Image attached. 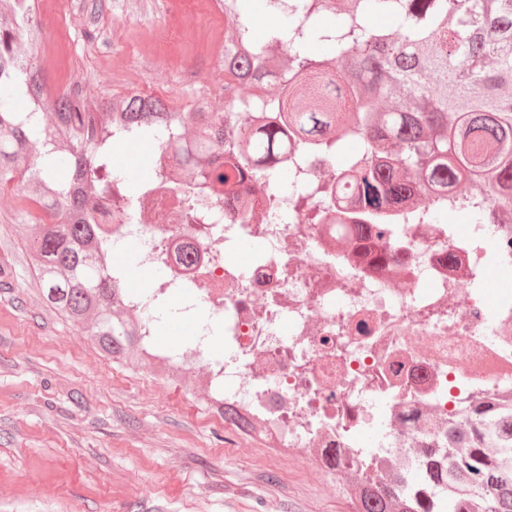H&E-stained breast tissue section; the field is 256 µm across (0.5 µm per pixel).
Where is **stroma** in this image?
Listing matches in <instances>:
<instances>
[{
	"instance_id": "stroma-1",
	"label": "stroma",
	"mask_w": 512,
	"mask_h": 512,
	"mask_svg": "<svg viewBox=\"0 0 512 512\" xmlns=\"http://www.w3.org/2000/svg\"><path fill=\"white\" fill-rule=\"evenodd\" d=\"M50 85L123 90L156 22L200 0H35ZM19 200L0 190V512H354L303 464L213 424L203 391L112 363L43 300Z\"/></svg>"
}]
</instances>
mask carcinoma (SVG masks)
<instances>
[{"label": "carcinoma", "instance_id": "cac0c4a2", "mask_svg": "<svg viewBox=\"0 0 512 512\" xmlns=\"http://www.w3.org/2000/svg\"><path fill=\"white\" fill-rule=\"evenodd\" d=\"M266 8L285 22L259 39L251 0H226L216 112L140 93L118 112L100 111L95 95L49 96L33 0L0 10V189H16L28 206L29 262L47 303L115 361L143 363L135 327L172 314L164 256L142 311L128 313L112 270L116 238L98 220L95 200L125 209L146 189L113 166L127 138L171 155L174 167L157 178L179 181L185 224L197 223L198 208L184 186L200 182L217 199H237L243 220L266 222L252 186L274 181L296 192L287 158L313 145L329 167L316 199L293 200L302 223H323L350 190L352 244L377 237V261L397 259L392 224H444L461 202L469 223L491 224V207H512V0H350L344 10L336 0H266ZM374 15L396 27L373 25ZM271 81L275 96L239 95ZM16 99L27 109L11 108ZM465 411L468 430L448 423V459H428L399 486L364 485L352 497L357 512H512V408Z\"/></svg>", "mask_w": 512, "mask_h": 512}]
</instances>
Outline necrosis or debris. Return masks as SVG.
I'll list each match as a JSON object with an SVG mask.
<instances>
[{
  "label": "necrosis or debris",
  "instance_id": "1",
  "mask_svg": "<svg viewBox=\"0 0 512 512\" xmlns=\"http://www.w3.org/2000/svg\"><path fill=\"white\" fill-rule=\"evenodd\" d=\"M195 197L206 237L179 224V197L161 181L136 219L97 207L114 236L136 239L139 264L166 251L169 279L207 306L224 354H207L204 328L196 352L216 423L233 412L263 447L354 493L400 483L447 448L449 424L468 427L460 409L475 397L512 404V297L491 302L476 286L486 244L512 265V224H472L449 239L436 224L401 225L408 250L387 267L351 254L353 227L338 217L238 224L231 206ZM244 240L261 247L242 267L226 252Z\"/></svg>",
  "mask_w": 512,
  "mask_h": 512
}]
</instances>
